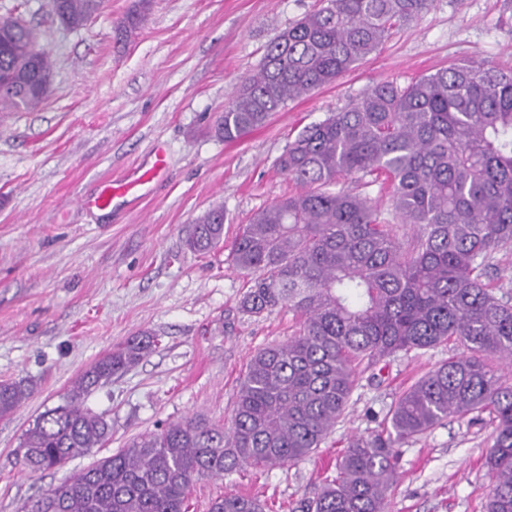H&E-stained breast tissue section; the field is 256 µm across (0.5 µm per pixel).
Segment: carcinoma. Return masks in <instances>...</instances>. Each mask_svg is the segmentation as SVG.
Returning <instances> with one entry per match:
<instances>
[{
	"label": "carcinoma",
	"instance_id": "obj_1",
	"mask_svg": "<svg viewBox=\"0 0 512 512\" xmlns=\"http://www.w3.org/2000/svg\"><path fill=\"white\" fill-rule=\"evenodd\" d=\"M431 0H322L283 30L258 68L224 102L216 131L234 142L287 102L329 85L376 52L392 28ZM105 0H57L60 23L77 29ZM149 0L116 25L138 30ZM19 18L0 16V112L35 109L53 81L49 51ZM302 187L257 212L232 243L249 287L240 309L260 315L288 306V340L253 354L237 391L232 426L202 419L170 423L72 473L18 512H188L194 479L244 467L296 464L314 453L343 416L356 367L454 341L465 353L412 384L381 431L353 439L336 477L300 512H389L402 442L449 418L486 414L492 443L485 512H512V379L486 355L512 359V292L487 281L496 256L512 252V71L462 61L405 87L379 82L339 112L303 127L279 158ZM362 174L387 184L406 241L372 202L327 186ZM224 209L198 217L190 248L224 240ZM157 346L143 332L93 362L63 404L46 411L15 454L31 472L62 467L112 435V422L84 398ZM36 391L0 383V417ZM229 493L210 512H265Z\"/></svg>",
	"mask_w": 512,
	"mask_h": 512
}]
</instances>
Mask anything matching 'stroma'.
I'll return each instance as SVG.
<instances>
[{"mask_svg": "<svg viewBox=\"0 0 512 512\" xmlns=\"http://www.w3.org/2000/svg\"><path fill=\"white\" fill-rule=\"evenodd\" d=\"M132 3L106 0L69 30L51 0H0V16L23 19L54 60L39 109L0 112V382L38 386L0 418V512H18L70 471L166 424L230 425L250 357L291 336L296 317L285 306L240 312L247 278L229 244L256 212L297 192L277 160L305 125L382 81L404 86L462 60L512 68V0H433L335 83L227 142L214 125L239 78L318 0H151L136 36L121 41L115 23ZM159 148L166 167L143 190L104 211L87 206L104 185L150 168ZM213 207L226 215L223 245L190 250L195 218ZM144 331L156 349L84 400L112 421L105 446L64 468L24 470L14 451L25 432L87 366ZM462 351L450 342L370 367L310 458L196 479L189 512H209L229 492L290 512L321 491L353 437L378 430L406 388ZM490 433L488 421L451 419L403 443L391 512H483Z\"/></svg>", "mask_w": 512, "mask_h": 512, "instance_id": "35a3bbf8", "label": "stroma"}]
</instances>
